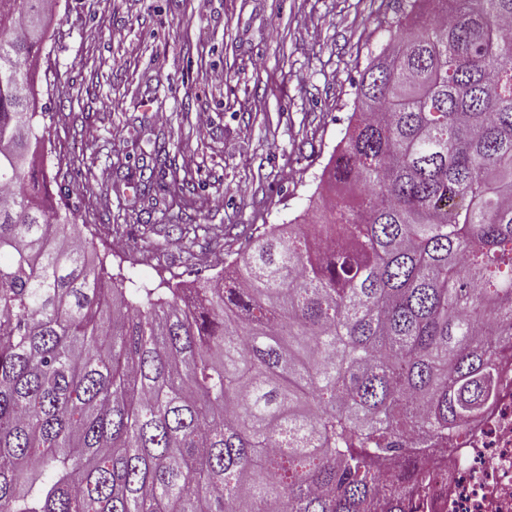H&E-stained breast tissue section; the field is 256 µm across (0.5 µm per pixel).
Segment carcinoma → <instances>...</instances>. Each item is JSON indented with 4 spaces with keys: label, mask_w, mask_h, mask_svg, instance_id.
Segmentation results:
<instances>
[{
    "label": "carcinoma",
    "mask_w": 512,
    "mask_h": 512,
    "mask_svg": "<svg viewBox=\"0 0 512 512\" xmlns=\"http://www.w3.org/2000/svg\"><path fill=\"white\" fill-rule=\"evenodd\" d=\"M53 0H0V512H405L512 336V0H408L315 223L109 275L42 164Z\"/></svg>",
    "instance_id": "obj_1"
}]
</instances>
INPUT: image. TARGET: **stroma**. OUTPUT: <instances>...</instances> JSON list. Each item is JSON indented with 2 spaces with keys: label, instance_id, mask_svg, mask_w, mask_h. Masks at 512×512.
Instances as JSON below:
<instances>
[{
  "label": "stroma",
  "instance_id": "1",
  "mask_svg": "<svg viewBox=\"0 0 512 512\" xmlns=\"http://www.w3.org/2000/svg\"><path fill=\"white\" fill-rule=\"evenodd\" d=\"M397 10L396 0H56L38 73L50 110L43 162L108 272L130 288L213 276L245 232L302 216Z\"/></svg>",
  "mask_w": 512,
  "mask_h": 512
}]
</instances>
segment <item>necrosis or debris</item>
I'll use <instances>...</instances> for the list:
<instances>
[{
    "label": "necrosis or debris",
    "instance_id": "necrosis-or-debris-1",
    "mask_svg": "<svg viewBox=\"0 0 512 512\" xmlns=\"http://www.w3.org/2000/svg\"><path fill=\"white\" fill-rule=\"evenodd\" d=\"M436 473L426 512H512V337H500L496 397L424 460Z\"/></svg>",
    "mask_w": 512,
    "mask_h": 512
}]
</instances>
